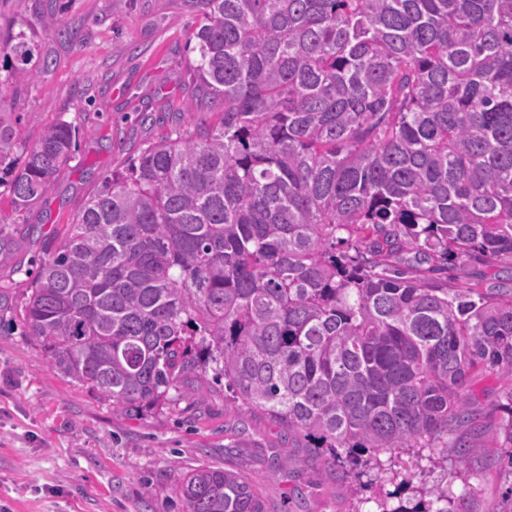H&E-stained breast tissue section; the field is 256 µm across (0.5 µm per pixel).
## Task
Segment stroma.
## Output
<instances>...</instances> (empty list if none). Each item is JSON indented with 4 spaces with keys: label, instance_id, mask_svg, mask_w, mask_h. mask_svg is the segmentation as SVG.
<instances>
[{
    "label": "stroma",
    "instance_id": "35a3bbf8",
    "mask_svg": "<svg viewBox=\"0 0 512 512\" xmlns=\"http://www.w3.org/2000/svg\"><path fill=\"white\" fill-rule=\"evenodd\" d=\"M201 21L198 0H0V25L12 23L54 60L8 105L21 117L15 160L47 127L67 121L79 130L75 154L37 202L16 210L0 187V228L11 238L0 249V512H183L173 462L183 471L207 464L248 473L272 512H378L381 498L393 507L412 499L380 481L385 452L340 470L314 459L299 480L269 471L268 456L306 448L260 416L231 411L220 385L195 382L170 392L165 405L115 413L50 369L26 334L21 301L47 247L106 175L199 121L191 39ZM507 385L489 372L475 377L479 430L467 435L474 460L462 468L409 456L413 489L447 488L458 512H504L512 468L494 437Z\"/></svg>",
    "mask_w": 512,
    "mask_h": 512
}]
</instances>
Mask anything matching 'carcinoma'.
<instances>
[{"mask_svg": "<svg viewBox=\"0 0 512 512\" xmlns=\"http://www.w3.org/2000/svg\"><path fill=\"white\" fill-rule=\"evenodd\" d=\"M199 2L197 96L218 120L104 177L26 288L27 336L116 413L209 379L334 466L448 458L475 374L512 378V288L448 287L450 265L512 260V0ZM34 51L0 30L19 209L79 137L57 123L15 167L3 105ZM501 408L512 446V387ZM171 471L184 512H268L238 471Z\"/></svg>", "mask_w": 512, "mask_h": 512, "instance_id": "1", "label": "carcinoma"}]
</instances>
